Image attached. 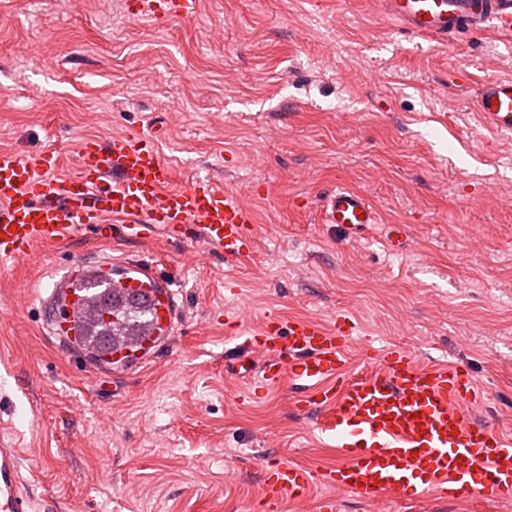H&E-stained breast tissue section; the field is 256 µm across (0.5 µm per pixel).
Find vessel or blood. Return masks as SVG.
<instances>
[{
    "mask_svg": "<svg viewBox=\"0 0 512 512\" xmlns=\"http://www.w3.org/2000/svg\"><path fill=\"white\" fill-rule=\"evenodd\" d=\"M379 12L404 32L437 42L512 27V0H376ZM199 0H133L131 11L150 20H188ZM474 108L481 124L512 137V78H494L478 88ZM59 158L35 160L0 150V262L31 261L40 247L71 240L84 230L102 243L164 236L190 242L195 251L228 258L251 253L252 214L211 178L178 181L152 135L120 134L83 145L76 169L58 172ZM323 221L347 237L379 232L387 249L406 241L401 224L382 223L361 192L339 187L328 194ZM106 282L97 303L146 299L156 309L157 334L136 350L113 349L100 337L104 364L115 368L148 359L173 333V293L145 265L111 263L71 266L51 289L47 308L55 334L74 349L75 320L83 310V288ZM358 331L353 317L338 312L332 325L309 318L266 317L260 328L238 334L250 352L238 364L254 396L290 382L300 392L293 405L313 416L340 461L319 472V481L372 505L388 493L416 499L431 490L444 500L492 498L512 501V437L492 424L468 420L465 409L484 393L462 364L418 365L401 346L365 348L361 368L349 369V347ZM20 449L0 447V512H35V476L24 475ZM310 473L277 461L263 469L272 500L303 497Z\"/></svg>",
    "mask_w": 512,
    "mask_h": 512,
    "instance_id": "obj_1",
    "label": "vessel or blood"
}]
</instances>
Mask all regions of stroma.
Listing matches in <instances>:
<instances>
[{
    "label": "stroma",
    "mask_w": 512,
    "mask_h": 512,
    "mask_svg": "<svg viewBox=\"0 0 512 512\" xmlns=\"http://www.w3.org/2000/svg\"><path fill=\"white\" fill-rule=\"evenodd\" d=\"M200 2L166 24L126 0H0V148L57 150L69 172L86 140L156 132L180 177L233 191L257 231L239 261L80 233L0 269V445L39 468L57 512H320L328 495L335 512H512L429 492L364 505L316 482L269 502L267 462L316 473L338 457L297 387L254 398L229 367L245 352L235 317L345 310L352 360L397 344L468 365L485 392L472 417L512 433V139L473 106L482 80L512 75V33L438 43L373 0ZM339 186L406 225V249L321 223ZM111 259L152 265L177 303L172 337L117 384L49 334L39 300L74 262Z\"/></svg>",
    "instance_id": "stroma-1"
}]
</instances>
